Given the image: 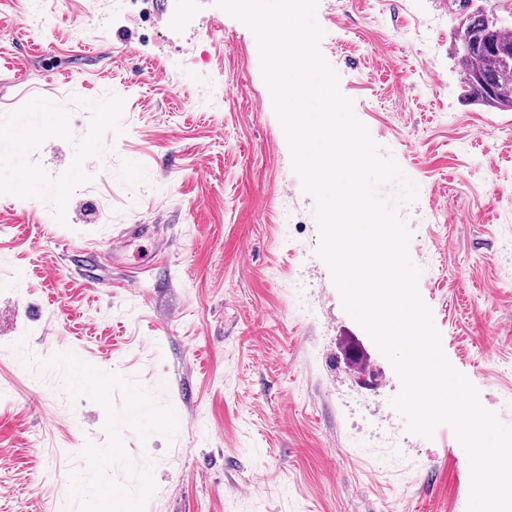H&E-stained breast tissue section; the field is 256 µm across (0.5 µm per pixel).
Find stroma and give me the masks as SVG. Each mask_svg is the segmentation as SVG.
<instances>
[{
  "label": "stroma",
  "instance_id": "stroma-1",
  "mask_svg": "<svg viewBox=\"0 0 512 512\" xmlns=\"http://www.w3.org/2000/svg\"><path fill=\"white\" fill-rule=\"evenodd\" d=\"M0 0V512H65L103 409L20 353L70 352L173 407L123 438L146 512H467L452 429L400 382L316 254L315 202L252 32L213 4ZM341 93L417 184L398 212L443 351L512 425V111L462 96L460 8L319 0ZM23 351H16V342ZM381 425L397 441L365 440Z\"/></svg>",
  "mask_w": 512,
  "mask_h": 512
}]
</instances>
